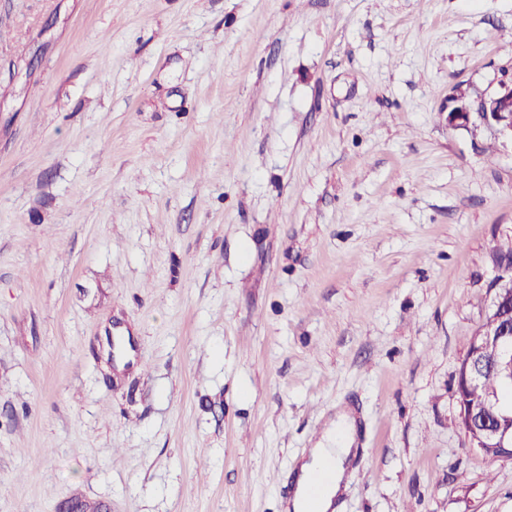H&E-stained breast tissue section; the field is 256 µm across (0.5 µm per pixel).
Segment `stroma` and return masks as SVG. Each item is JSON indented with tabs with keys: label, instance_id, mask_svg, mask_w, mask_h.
Listing matches in <instances>:
<instances>
[{
	"label": "stroma",
	"instance_id": "1",
	"mask_svg": "<svg viewBox=\"0 0 512 512\" xmlns=\"http://www.w3.org/2000/svg\"><path fill=\"white\" fill-rule=\"evenodd\" d=\"M512 0H0V512H512L453 385L512 250ZM453 102V103H452ZM448 100L447 123L451 128L469 127L476 121L492 127L498 138L512 145V82L503 83L488 97L467 102L458 97ZM334 425L335 427L327 429L323 439L312 448L308 459L300 465L295 475L294 493L288 501V508L293 512H304L310 507L307 494L311 482L317 473L326 469L330 471L331 479L320 492L318 512H329L330 509L338 508L337 501L342 489L347 487L352 478L349 462L355 456L357 448H352L355 443V425L347 411L336 415Z\"/></svg>",
	"mask_w": 512,
	"mask_h": 512
}]
</instances>
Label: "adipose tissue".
Listing matches in <instances>:
<instances>
[{"label":"adipose tissue","mask_w":512,"mask_h":512,"mask_svg":"<svg viewBox=\"0 0 512 512\" xmlns=\"http://www.w3.org/2000/svg\"><path fill=\"white\" fill-rule=\"evenodd\" d=\"M355 425L348 412L336 416L333 427L327 429L323 439L312 448L295 475V489L288 506L292 512H307L310 505L307 494L314 476L322 471H330L331 479L327 482L317 502L318 512H332L342 490L352 478L349 469L351 457L355 456Z\"/></svg>","instance_id":"ef3b65f1"}]
</instances>
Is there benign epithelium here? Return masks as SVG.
I'll use <instances>...</instances> for the list:
<instances>
[{"instance_id":"obj_1","label":"benign epithelium","mask_w":512,"mask_h":512,"mask_svg":"<svg viewBox=\"0 0 512 512\" xmlns=\"http://www.w3.org/2000/svg\"><path fill=\"white\" fill-rule=\"evenodd\" d=\"M476 122L493 128L499 138L512 142V83H503L496 93L474 102L456 97L448 103V127L463 128ZM493 287L496 295L490 320L483 323L473 337L467 360L470 372L466 374V383L469 386L479 382L481 367L486 362L484 353L489 350L493 351V361L501 374L512 380V348L504 344L506 337H512V289L501 285L499 280ZM466 434L473 448H480L489 441L497 442L503 448L512 447V429L505 431L496 427L478 408L469 410Z\"/></svg>"}]
</instances>
